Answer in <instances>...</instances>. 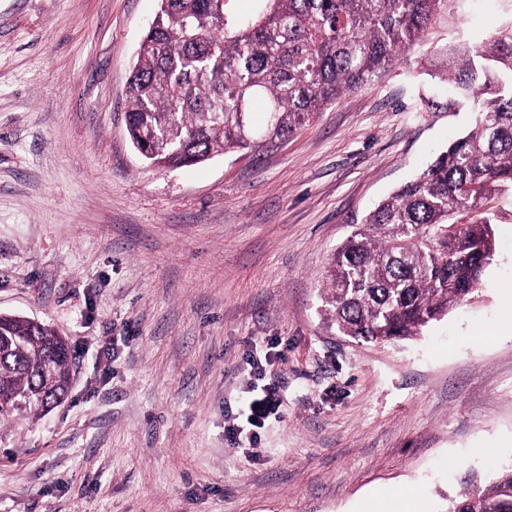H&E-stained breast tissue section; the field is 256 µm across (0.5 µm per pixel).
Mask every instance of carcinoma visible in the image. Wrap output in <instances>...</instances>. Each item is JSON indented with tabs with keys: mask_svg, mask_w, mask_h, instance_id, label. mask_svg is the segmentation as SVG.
Returning <instances> with one entry per match:
<instances>
[{
	"mask_svg": "<svg viewBox=\"0 0 512 512\" xmlns=\"http://www.w3.org/2000/svg\"><path fill=\"white\" fill-rule=\"evenodd\" d=\"M159 2L129 78L125 119L146 162L178 168L287 139L385 76L447 0H260L253 16L230 13L229 0ZM434 77L446 97L427 107L466 106L472 124L336 251L325 304L346 336L418 335L469 300L494 255L499 212L489 202L512 190V28L444 49ZM445 227L456 228L458 245L440 240ZM70 359L54 329L0 314V422L39 416L64 399ZM446 512H512V467L449 499Z\"/></svg>",
	"mask_w": 512,
	"mask_h": 512,
	"instance_id": "cac0c4a2",
	"label": "carcinoma"
}]
</instances>
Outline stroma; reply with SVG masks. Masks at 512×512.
<instances>
[{
    "label": "stroma",
    "instance_id": "stroma-1",
    "mask_svg": "<svg viewBox=\"0 0 512 512\" xmlns=\"http://www.w3.org/2000/svg\"><path fill=\"white\" fill-rule=\"evenodd\" d=\"M158 0H0V314L68 339L72 384L0 423V512H426L512 463V191L471 301L421 336L341 335L326 271L470 125L431 112L436 52L512 24L448 0L422 42L288 139L148 167L127 79ZM276 386L256 444L233 445ZM253 406H258V409L254 410ZM278 408L279 402L274 387L264 386L262 394L250 403L249 425L261 428L269 417L277 414ZM374 512H423L419 509V495L393 488L373 502Z\"/></svg>",
    "mask_w": 512,
    "mask_h": 512
}]
</instances>
